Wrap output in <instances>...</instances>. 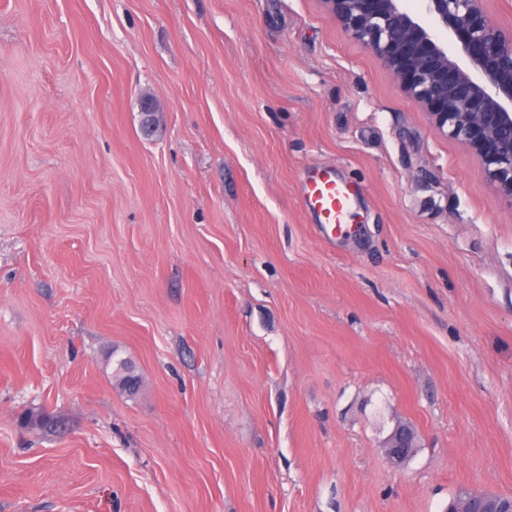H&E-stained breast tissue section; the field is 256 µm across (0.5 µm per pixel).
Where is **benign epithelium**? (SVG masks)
I'll return each mask as SVG.
<instances>
[{
  "label": "benign epithelium",
  "mask_w": 512,
  "mask_h": 512,
  "mask_svg": "<svg viewBox=\"0 0 512 512\" xmlns=\"http://www.w3.org/2000/svg\"><path fill=\"white\" fill-rule=\"evenodd\" d=\"M321 0L344 33L374 54L441 134L474 154L481 176L512 201V26L484 0ZM415 431L397 425L386 438L393 464L414 452ZM457 512H512V497L467 490Z\"/></svg>",
  "instance_id": "benign-epithelium-1"
}]
</instances>
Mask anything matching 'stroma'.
<instances>
[{
	"instance_id": "1",
	"label": "stroma",
	"mask_w": 512,
	"mask_h": 512,
	"mask_svg": "<svg viewBox=\"0 0 512 512\" xmlns=\"http://www.w3.org/2000/svg\"><path fill=\"white\" fill-rule=\"evenodd\" d=\"M462 486L512 495V201L477 157L320 0H0V512ZM351 188L331 172H317L306 187V207L313 210L321 224L333 228L346 224L352 204ZM415 431L410 427L396 425L391 434L386 438L385 455L393 464H401L408 460L417 446L413 439Z\"/></svg>"
}]
</instances>
